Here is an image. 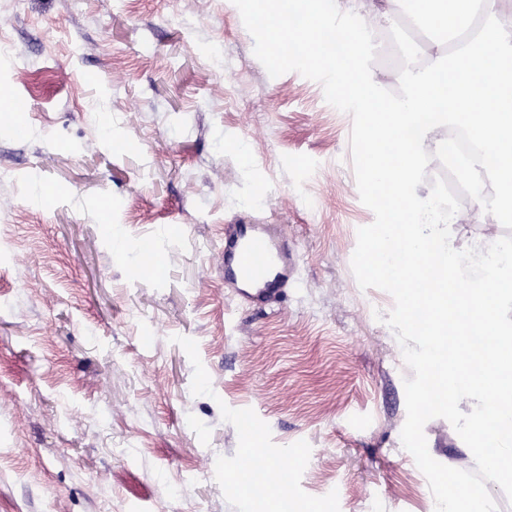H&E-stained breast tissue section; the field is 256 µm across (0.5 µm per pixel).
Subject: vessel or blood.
Listing matches in <instances>:
<instances>
[{
    "mask_svg": "<svg viewBox=\"0 0 512 512\" xmlns=\"http://www.w3.org/2000/svg\"><path fill=\"white\" fill-rule=\"evenodd\" d=\"M224 286L238 301L262 308L295 283L298 256L274 224L224 227Z\"/></svg>",
    "mask_w": 512,
    "mask_h": 512,
    "instance_id": "b4317fda",
    "label": "vessel or blood"
}]
</instances>
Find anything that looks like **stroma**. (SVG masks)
Masks as SVG:
<instances>
[{"label":"stroma","instance_id":"obj_1","mask_svg":"<svg viewBox=\"0 0 512 512\" xmlns=\"http://www.w3.org/2000/svg\"><path fill=\"white\" fill-rule=\"evenodd\" d=\"M0 37V100L25 106L0 120V512H435L401 443L394 299L351 269L374 220L351 116L270 77L232 0H0ZM455 208L460 250L512 237ZM244 215L300 255L261 310L225 297ZM424 434L470 469L447 420ZM252 448L291 461L287 490L251 495Z\"/></svg>","mask_w":512,"mask_h":512}]
</instances>
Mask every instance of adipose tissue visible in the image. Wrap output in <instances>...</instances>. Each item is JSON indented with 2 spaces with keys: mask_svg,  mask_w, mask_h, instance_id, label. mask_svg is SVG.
Returning <instances> with one entry per match:
<instances>
[{
  "mask_svg": "<svg viewBox=\"0 0 512 512\" xmlns=\"http://www.w3.org/2000/svg\"><path fill=\"white\" fill-rule=\"evenodd\" d=\"M334 15L349 52L316 60L365 113L369 176L398 200L396 216L380 225L371 250L386 264L391 284L409 300L421 301L432 317L430 332L416 339L414 355L424 371L440 373L448 402L469 406L459 428L471 439V465L499 470L512 464V436L498 428L512 422V327L498 316L512 307V253L503 250L497 233L460 252L451 231L460 217L452 211L429 215L432 192L422 170L427 158L446 156L449 131L465 127L471 149L464 174L471 194L512 216V0H467L461 12L450 10L448 0H336ZM353 16L383 29L403 26L423 34L427 47L418 54L399 51L393 67L359 78L364 29L350 24ZM388 143L394 154L384 153ZM489 156L496 160L490 170L484 166ZM488 179L495 185L490 198L484 195ZM431 244L432 267H419L417 255ZM452 296L490 338L478 355L477 378H462V344L444 338L455 323L448 308Z\"/></svg>",
  "mask_w": 512,
  "mask_h": 512,
  "instance_id": "1",
  "label": "adipose tissue"
}]
</instances>
